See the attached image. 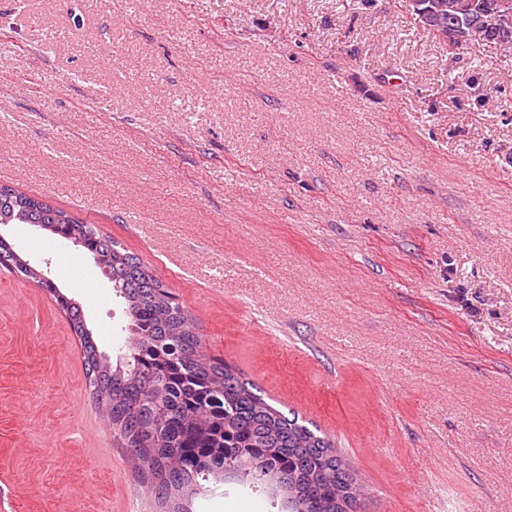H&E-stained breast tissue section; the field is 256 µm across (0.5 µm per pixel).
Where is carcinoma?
Instances as JSON below:
<instances>
[{"instance_id":"carcinoma-1","label":"carcinoma","mask_w":512,"mask_h":512,"mask_svg":"<svg viewBox=\"0 0 512 512\" xmlns=\"http://www.w3.org/2000/svg\"><path fill=\"white\" fill-rule=\"evenodd\" d=\"M497 0H425L415 25L453 44L491 15L512 50V14ZM39 224L61 239L73 234L105 261L102 275L126 307L133 338L112 365L99 351L80 306L0 237V266L36 281L67 316L85 376L112 438L128 450L140 483L165 512L220 471L244 487L280 498L283 512H355L356 482L333 440L269 404L224 359L204 353L192 315L138 256L93 224L0 185V225Z\"/></svg>"}]
</instances>
